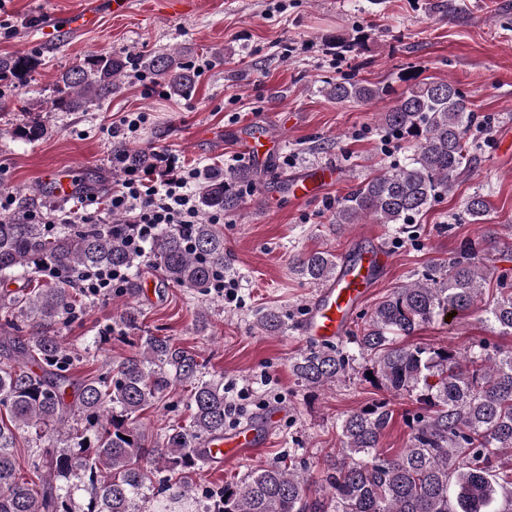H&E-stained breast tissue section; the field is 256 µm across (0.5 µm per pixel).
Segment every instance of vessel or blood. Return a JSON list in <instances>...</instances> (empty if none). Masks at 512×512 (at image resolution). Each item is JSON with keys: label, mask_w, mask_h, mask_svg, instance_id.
<instances>
[{"label": "vessel or blood", "mask_w": 512, "mask_h": 512, "mask_svg": "<svg viewBox=\"0 0 512 512\" xmlns=\"http://www.w3.org/2000/svg\"><path fill=\"white\" fill-rule=\"evenodd\" d=\"M334 176L333 167L317 169L310 179L301 181L295 187V198L302 201L313 197L322 187L333 183ZM388 264L387 253L380 249L363 253L357 261L342 262L335 276L318 290L310 306L304 323L306 336L323 343L343 336L355 310L371 288L376 273ZM256 450V435L248 425L226 434L223 440L213 442L208 447L211 457L229 464Z\"/></svg>", "instance_id": "obj_1"}]
</instances>
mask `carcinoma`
Here are the masks:
<instances>
[{
    "mask_svg": "<svg viewBox=\"0 0 512 512\" xmlns=\"http://www.w3.org/2000/svg\"><path fill=\"white\" fill-rule=\"evenodd\" d=\"M133 63L172 96H187L195 87V69L176 49L147 59L97 53L61 75L53 106L77 111L111 97ZM32 68L27 55L0 57V78L13 85ZM324 93L338 103L367 104L388 88L345 77L328 83ZM477 127L487 130L486 120L471 110L458 83L426 79L408 86L380 113L378 129L414 143V151L331 205L336 232L366 220L413 223L470 167L469 134ZM13 135L35 142L44 128L27 124ZM112 152L126 167L151 164L120 137ZM254 176L249 168L212 172L201 188L202 209L237 213ZM489 213L484 194L469 196L464 214L484 225L480 236L461 241L448 261L429 266L421 278L376 303L344 344L311 347L292 361L294 376L310 391L336 383L362 360V381L413 398L418 411L406 418V448L394 455L380 450L392 410L386 400L374 399L337 425L341 448L325 463L318 496L306 494L305 463L290 455L286 464L271 463L241 483H225L203 512H512V349L491 351L482 339L462 350L398 342L438 316L472 310L486 288L491 300L482 309L483 322L512 335V269L485 264L505 246L497 228L511 234L512 224H488ZM133 233L134 225L118 216L110 224L0 219V279L22 282L20 291L0 297V326L31 328L22 341L0 336V512H75L72 503L81 491L89 493L81 512H145L144 489L153 478L156 494L187 495L189 476L206 461L205 444L227 432L224 385L205 378L198 353L167 336H140L137 350L109 370L72 381L79 357L56 326L73 318L82 300L72 286L43 280L45 269L132 270L137 257L126 240ZM149 249L163 280L181 288L206 292L228 266L224 232L204 218L181 234L158 232ZM339 262L323 250L297 253L290 265L299 278L322 286ZM258 325L269 334L287 327L273 309L261 314ZM177 385L191 387L190 420L163 427L152 443L139 420ZM56 431L62 447L32 449L18 462L20 436L37 442Z\"/></svg>",
    "mask_w": 512,
    "mask_h": 512,
    "instance_id": "1",
    "label": "carcinoma"
}]
</instances>
